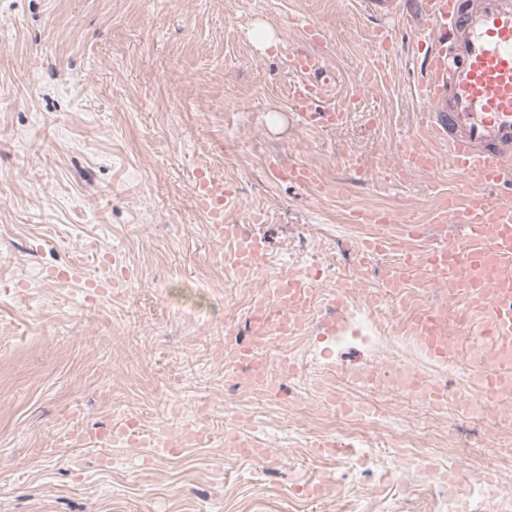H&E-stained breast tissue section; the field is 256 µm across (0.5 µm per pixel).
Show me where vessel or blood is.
Returning <instances> with one entry per match:
<instances>
[{
	"instance_id": "obj_1",
	"label": "vessel or blood",
	"mask_w": 512,
	"mask_h": 512,
	"mask_svg": "<svg viewBox=\"0 0 512 512\" xmlns=\"http://www.w3.org/2000/svg\"><path fill=\"white\" fill-rule=\"evenodd\" d=\"M386 14H412L423 25L413 52L421 59L422 78L416 86L423 108L415 128L401 144L400 161L393 169L395 179L416 170L432 175L437 158L433 144L447 143L448 167L466 184L449 190L434 224L461 225L462 238L440 237L422 252L402 253L399 263L387 268L381 282L382 295L397 297L404 274L421 275L420 284L441 288L449 302L460 303L458 315L449 316L447 304L416 314L406 334L422 344L430 361L446 363L465 357L471 362L470 383L480 399L497 403L512 392V0H373ZM291 70L307 82L295 100L304 125H342L347 114L342 107H321V95L330 81L321 55L293 51L288 55ZM289 181L317 186L332 194L338 184L321 181L307 166L288 169ZM194 193L207 214L211 230L232 245L230 264L242 278L251 277L268 262L264 238L247 235L238 225L224 221V205L233 193L223 181L197 172ZM374 231L356 246L360 259L389 250L400 237H410L416 228L384 216L370 215ZM313 278L295 275L257 295L248 311L253 342L235 341L236 331L227 328L231 343L225 360L233 367H248L262 379L271 372L259 356V344L288 338L317 329L319 335L336 333L335 316L310 323L307 314L318 306ZM399 375L424 404L443 406L446 392L431 377L411 370ZM206 438L198 428L174 430L166 441L164 456L201 444ZM151 439L134 423L112 425L96 436L74 435L79 445L109 447L116 441L132 448ZM224 445L237 449L246 459H264L270 451L244 429L226 433Z\"/></svg>"
}]
</instances>
